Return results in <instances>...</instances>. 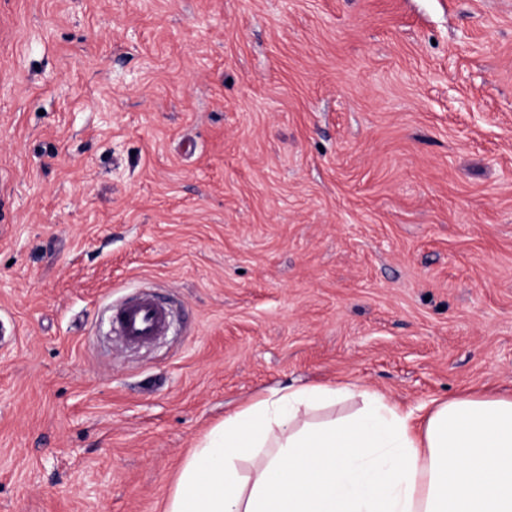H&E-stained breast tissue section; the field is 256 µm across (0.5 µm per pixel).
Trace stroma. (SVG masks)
Returning <instances> with one entry per match:
<instances>
[{"label": "stroma", "mask_w": 512, "mask_h": 512, "mask_svg": "<svg viewBox=\"0 0 512 512\" xmlns=\"http://www.w3.org/2000/svg\"><path fill=\"white\" fill-rule=\"evenodd\" d=\"M0 319V512H165L275 387L512 394V0H0ZM112 325L129 343H141L162 335L168 327L166 307L149 294L125 301L112 309Z\"/></svg>", "instance_id": "35a3bbf8"}]
</instances>
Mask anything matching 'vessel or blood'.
<instances>
[{
	"label": "vessel or blood",
	"instance_id": "vessel-or-blood-1",
	"mask_svg": "<svg viewBox=\"0 0 512 512\" xmlns=\"http://www.w3.org/2000/svg\"><path fill=\"white\" fill-rule=\"evenodd\" d=\"M111 318L116 334L130 343L162 335L168 327L166 307L148 294L115 306Z\"/></svg>",
	"mask_w": 512,
	"mask_h": 512
}]
</instances>
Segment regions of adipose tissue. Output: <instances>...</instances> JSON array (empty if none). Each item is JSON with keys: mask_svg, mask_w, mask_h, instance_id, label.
Returning <instances> with one entry per match:
<instances>
[{"mask_svg": "<svg viewBox=\"0 0 512 512\" xmlns=\"http://www.w3.org/2000/svg\"><path fill=\"white\" fill-rule=\"evenodd\" d=\"M271 391L225 416L187 458L166 512H512V396L402 409L361 390Z\"/></svg>", "mask_w": 512, "mask_h": 512, "instance_id": "1", "label": "adipose tissue"}]
</instances>
